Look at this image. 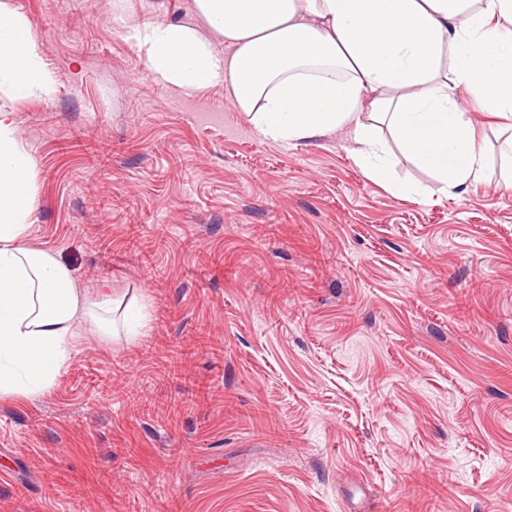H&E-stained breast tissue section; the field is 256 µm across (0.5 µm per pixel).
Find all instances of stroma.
I'll return each instance as SVG.
<instances>
[{"instance_id":"stroma-1","label":"stroma","mask_w":512,"mask_h":512,"mask_svg":"<svg viewBox=\"0 0 512 512\" xmlns=\"http://www.w3.org/2000/svg\"><path fill=\"white\" fill-rule=\"evenodd\" d=\"M4 2L55 78L0 90L34 160L26 244L149 317L135 339L87 331L47 392L0 397V512H150L149 490L183 512H512V129L460 93L483 180L449 194L402 156L399 196L346 131L285 148L223 86L159 81L129 31L198 24L194 0ZM202 332L223 355L158 378ZM129 381L186 408L144 414Z\"/></svg>"}]
</instances>
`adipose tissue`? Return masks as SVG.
<instances>
[{"label": "adipose tissue", "instance_id": "obj_1", "mask_svg": "<svg viewBox=\"0 0 512 512\" xmlns=\"http://www.w3.org/2000/svg\"><path fill=\"white\" fill-rule=\"evenodd\" d=\"M206 24H143L129 37L173 87L224 86L262 138L287 146L347 130L354 162L394 179L393 150L451 192L478 181L484 152L459 112L465 90L512 125V0H194ZM223 39L217 52L212 38ZM0 87L51 93L27 20L0 5ZM387 125L393 140L377 134ZM33 160L0 113V395L32 396L68 366L84 328L112 335L109 289L88 294L51 253L26 248Z\"/></svg>", "mask_w": 512, "mask_h": 512}]
</instances>
